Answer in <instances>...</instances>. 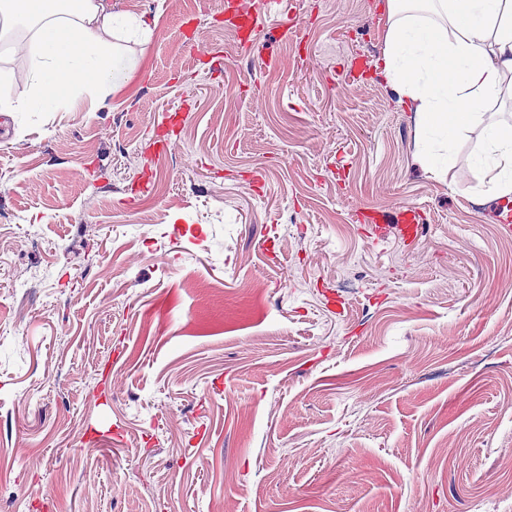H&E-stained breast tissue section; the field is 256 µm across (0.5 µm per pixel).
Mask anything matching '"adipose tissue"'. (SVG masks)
Masks as SVG:
<instances>
[{
  "label": "adipose tissue",
  "instance_id": "1",
  "mask_svg": "<svg viewBox=\"0 0 512 512\" xmlns=\"http://www.w3.org/2000/svg\"><path fill=\"white\" fill-rule=\"evenodd\" d=\"M386 10L382 74L438 145L421 162L440 171L457 134L483 126L474 164L498 198L512 200V126L486 119L512 73V0H387ZM17 26L31 33L29 92L6 94L10 75L0 68V112L14 116L73 108L82 94L120 84L135 64L113 38L149 31L109 0H0V30Z\"/></svg>",
  "mask_w": 512,
  "mask_h": 512
}]
</instances>
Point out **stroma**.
<instances>
[{
    "mask_svg": "<svg viewBox=\"0 0 512 512\" xmlns=\"http://www.w3.org/2000/svg\"><path fill=\"white\" fill-rule=\"evenodd\" d=\"M282 9L112 0L127 79L0 129L9 512H512L481 130L424 170L384 0Z\"/></svg>",
    "mask_w": 512,
    "mask_h": 512,
    "instance_id": "35a3bbf8",
    "label": "stroma"
}]
</instances>
